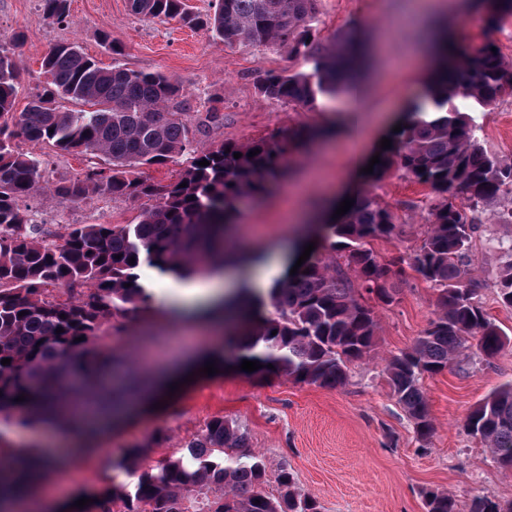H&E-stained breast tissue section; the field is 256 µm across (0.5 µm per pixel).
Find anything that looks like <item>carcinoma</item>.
<instances>
[{"mask_svg": "<svg viewBox=\"0 0 512 512\" xmlns=\"http://www.w3.org/2000/svg\"><path fill=\"white\" fill-rule=\"evenodd\" d=\"M40 2L47 17L66 18L68 0ZM313 4L214 0L213 13L201 20L189 14L184 0H129L131 12L148 21L200 22L226 46L284 48L291 57L305 58L309 70L271 72L259 86L264 96L295 107H310L319 95L349 93L356 77L348 53L354 34L340 36L329 50L320 47ZM495 6L487 18L490 28L512 14V0H495ZM492 47L485 36L474 38L458 65L431 84L417 117L374 165L375 179L400 171L426 187L434 201L410 268L438 292L435 318L386 367L387 383L422 439L433 425L421 378L443 371L473 347L492 357L505 345L472 288L478 224L467 212L512 192V163L484 152L468 117L453 104L465 98L489 109L512 88V63ZM42 69L49 88L31 95L17 112L20 73L0 48V360L10 359L0 364V420L23 426L30 412L49 410L61 419L90 415L135 390L136 376L125 370L122 354L101 348L98 339L149 302L140 270L147 265L176 278L205 271L224 254L242 200L262 195L268 182L284 177L296 147L293 136L277 133L201 150L185 119L191 99L177 80L158 71L103 67L75 44L56 46ZM60 100L87 108L64 111ZM20 141L100 157L105 166L81 179L52 182L44 161L21 150ZM255 149L260 153L248 157ZM236 153L241 157L234 158ZM203 159L209 165H198ZM178 160L179 176L164 186L135 175L142 166ZM47 187L73 204L97 194L155 204L135 224H72L59 240L49 241L20 206ZM396 228L387 205L370 191L359 194L338 223L320 226L326 253L313 254L294 276L275 281L267 298L250 296L257 310L269 304L275 315L245 331L225 332L224 348L238 364L260 362L255 376L273 372L294 383L343 386L348 365L376 345L377 317L373 306L359 300V291L390 305L406 280L403 267L381 262L371 248L373 241L393 237ZM507 257L497 288L501 302L511 307L512 244ZM21 395L25 401H16ZM465 427L498 464L512 468V383L474 407ZM158 444L152 437L125 449L121 464L142 469ZM185 448L189 459L174 455L142 469L133 490L114 487L87 512H320L288 470L268 475L247 432L233 421L210 419ZM22 465L0 448V480ZM272 481L279 486L276 496L267 490ZM424 501L426 512H457L446 493L427 491ZM468 512H512V501L476 496Z\"/></svg>", "mask_w": 512, "mask_h": 512, "instance_id": "1", "label": "carcinoma"}]
</instances>
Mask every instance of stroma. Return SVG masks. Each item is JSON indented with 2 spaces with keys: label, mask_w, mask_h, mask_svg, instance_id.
I'll use <instances>...</instances> for the list:
<instances>
[{
  "label": "stroma",
  "mask_w": 512,
  "mask_h": 512,
  "mask_svg": "<svg viewBox=\"0 0 512 512\" xmlns=\"http://www.w3.org/2000/svg\"><path fill=\"white\" fill-rule=\"evenodd\" d=\"M442 0H316V36L331 46L347 32L357 35L368 76L360 94L318 98L313 108L274 102L258 89L269 72L309 69V61L289 57L276 48H229L201 25L180 19L147 21L133 14L128 0H69L65 22L46 18L38 0H0V44L8 48L21 74L16 99L24 109L30 91L46 77L43 58L62 43H78L103 64L111 55L100 36L108 32L123 49L125 67L160 71L178 80L190 96L191 121L216 106L224 121L197 134L208 149L224 142H246L288 130L334 127V137L316 141L293 156L290 177L271 183L265 196L245 199L235 229L241 240L270 256L293 240L297 215L343 180H361L349 141L351 125L365 134L366 152L374 154L389 137L400 112L409 111L427 92V64L404 65L403 59L441 9ZM482 148L490 155L512 158V94L484 110L460 103ZM380 200L395 213L399 233L373 241L381 259H411L419 246L429 207L426 188L400 173L373 183ZM148 200L100 196L75 205L46 190L25 199L23 206L48 233L62 234L70 224H131ZM512 208V193L477 212L480 229L472 243V278L479 302L508 341L492 357L470 356L440 373L424 376L421 387L434 430L420 439L413 422L386 383L388 360L409 348L436 312V291L411 276L397 301L376 306L378 333L370 357L349 367L346 385L328 389L295 384L284 378L254 377L232 368L199 376L168 399L157 413L106 435L91 454L75 460L58 491L73 496L94 494L112 486L133 487L138 474L120 467L124 448L150 437L160 438L148 462L181 451L211 418L234 420L246 430L253 451L262 454L269 472L288 469L303 493L321 512H424L423 495L443 491L459 512L471 499L486 495L512 500V470L499 467L489 448L469 435L467 415L499 386L512 382V307L497 298L496 276L504 262L502 244L512 242V223L501 220ZM159 334L142 346L143 327ZM105 345L122 344L126 352L153 366L166 367L203 355L210 344L207 330L185 323L150 321L147 313L126 320L122 337L105 336Z\"/></svg>",
  "instance_id": "1"
}]
</instances>
